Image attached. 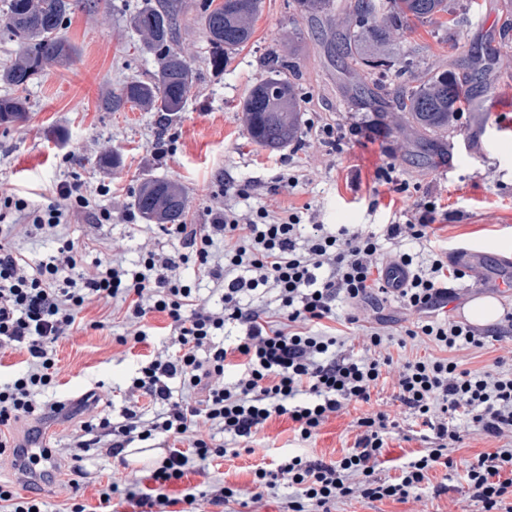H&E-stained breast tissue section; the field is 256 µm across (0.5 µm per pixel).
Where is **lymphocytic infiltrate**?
<instances>
[{
  "mask_svg": "<svg viewBox=\"0 0 512 512\" xmlns=\"http://www.w3.org/2000/svg\"><path fill=\"white\" fill-rule=\"evenodd\" d=\"M57 202L41 208L5 197L27 238L58 235L75 214L93 212L98 223L112 219L94 210L91 193L77 182H59ZM440 204L430 198L417 204L405 221L366 230L356 225L330 228L316 213L258 207L247 214L216 210L207 224H169L166 234L178 241L171 255L148 252L140 270L113 259L98 260L80 271L81 250L73 240L39 261L17 248L0 245V354H25L23 368L0 378V427L24 418L35 420L28 440L40 437L39 423L68 416L70 406L95 408L69 448L71 470L85 476L83 462L94 448L118 454L143 442L158 441L165 455L150 475L151 484L122 492L119 484L104 496L126 494L145 512H168L174 506L167 490L190 469L205 471L225 450L217 434L249 443L274 417L291 420L301 440L318 435L330 417L350 403H367L384 372L398 368L395 396L404 412L421 419L431 435L418 455L396 461L395 477H378L394 426L382 411L356 421L352 448L336 461L284 453L271 467L257 469L253 482L273 490L287 484L280 512H332L336 502L357 496L371 502H406L416 495L431 470L454 465L449 449L462 436L450 417L463 415L491 437L512 434V373L460 368L451 352L484 347L489 336L475 325L436 318L454 292L449 279H463L464 269L450 264L448 250L432 244ZM195 262L207 279L217 306L201 299L179 274L181 264ZM274 294L277 308L263 304ZM394 300L420 313L416 337L441 351L436 358L394 364L381 351V330L368 333L369 353L343 354L329 321L336 304L351 305L348 323L358 309ZM126 304L127 335L121 345L150 342L148 323L160 314L169 321L170 349L142 363L124 391L119 419L99 411L100 397L89 390L68 405L52 399L57 376L58 342L81 328L91 302ZM243 327L230 344L217 343L226 326ZM149 397L160 410L145 418L139 405ZM465 481L481 512H512V448L478 454L465 466Z\"/></svg>",
  "mask_w": 512,
  "mask_h": 512,
  "instance_id": "f902f5d3",
  "label": "lymphocytic infiltrate"
}]
</instances>
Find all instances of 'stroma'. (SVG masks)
Listing matches in <instances>:
<instances>
[{"mask_svg":"<svg viewBox=\"0 0 512 512\" xmlns=\"http://www.w3.org/2000/svg\"><path fill=\"white\" fill-rule=\"evenodd\" d=\"M476 2V9L450 30L419 23L402 38L401 53H414L419 60L456 72L462 71L471 47L492 50L480 109L463 107L449 138L433 140L410 126L389 103H367L356 97L358 74L337 68L329 36L299 15L294 0H262L251 39L229 55L220 72L207 62L205 0H183L177 40L189 51L195 80L183 112L164 135H157L155 113L140 106L128 105L118 112L101 107L102 98L126 81L149 79L158 68L156 55L145 49L129 23L142 0H101L97 9L80 10L65 19L60 35L71 46V56L45 66L27 85L26 119L0 125V187L30 203L46 204L53 201V189L63 180L81 182L91 191L110 186V193L97 202L111 211V223L99 224L81 213L64 229L67 238L82 246L87 269L99 257L132 266L146 252H174L159 226L146 223L134 206L135 193L146 178L169 180L185 189L190 224L209 223L211 209L224 205L240 213L260 206L275 211L308 206L326 224H385L395 213H412L415 203L432 195L448 212L447 219L437 220L436 225L438 238L448 243L449 258H456L459 248L476 249L469 262L471 272L484 286L498 288L502 309L512 308V290L502 286L512 277V265L506 263L512 258V42L500 40L506 18L501 0ZM272 50L289 54L294 62L293 79L302 106L298 138L280 150L250 139L240 109L263 75V57ZM328 123L344 127L341 148L320 138L319 128ZM409 149L425 152L427 164L409 162L405 155ZM106 150L121 155V167L99 164V155ZM390 162L409 183L408 196L390 193L376 180L377 169ZM289 175L298 177L296 188L283 186V177ZM229 177L236 184L250 185V194L225 193L224 181ZM15 221L13 210L0 205L1 242L21 248L34 260L56 248L51 236L24 238ZM380 314L389 323L385 350L395 363L439 356L434 344L405 337V329L413 327L418 316L392 300L365 308L356 324L335 322L343 353L365 356L366 333ZM83 316L86 328L56 346L58 375L52 396L72 398L95 385L112 416H119L123 392L138 365L164 350L166 339L159 335L148 345L122 346L117 338L127 328L121 314L93 303ZM100 320L105 321V329H92V322ZM394 391L395 378L387 376L370 403L350 404L307 443L295 439L288 420L270 421L254 437L251 450L214 459L205 474L189 473L187 484L202 489L223 482L241 492L237 512H278L273 491H266L262 500L254 498L253 472L271 463V449L340 459L354 444L356 418L379 410L396 422L387 457L415 454L424 447V427L417 418L401 413ZM462 435L452 453L454 468L432 472L408 502L353 499L337 503L336 512H477L479 505L470 497L462 466L503 442L473 425L463 426ZM162 455V450L154 449L140 461L128 450L117 457L93 450L85 462L89 479L73 485L69 467L61 466L54 477L38 482L36 495L45 501L48 512H66L75 502L83 504L86 512H102L100 493L108 484L122 480L147 486L148 475ZM441 484L448 488L442 495L436 492Z\"/></svg>","mask_w":512,"mask_h":512,"instance_id":"1","label":"stroma"}]
</instances>
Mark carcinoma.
I'll return each instance as SVG.
<instances>
[{
  "label": "carcinoma",
  "mask_w": 512,
  "mask_h": 512,
  "mask_svg": "<svg viewBox=\"0 0 512 512\" xmlns=\"http://www.w3.org/2000/svg\"><path fill=\"white\" fill-rule=\"evenodd\" d=\"M99 0H7L0 24L20 44L18 58L0 66V81L16 89L25 88L31 77L49 62L69 56V46L60 36L64 19L77 10L97 8ZM300 14L318 21L331 19L334 0H297ZM469 7L459 0H354L353 20L336 29V57L342 70L355 66L374 76L378 70L398 67L400 85L394 89L376 80L356 85L361 99L378 94L390 97L392 106L408 122L435 137L451 132L454 115L462 103L478 107L476 89L484 84V70L468 66L462 76L422 65L410 55L396 51L409 23H432L442 14L448 24L459 22L457 10ZM261 0H221L206 5L202 25L210 46L209 64L224 68L225 55L249 41ZM180 12L179 0H144L130 18V25L143 37L144 46L159 56V67L148 80H131L103 100V107L118 111L131 103L158 114V135H163L172 117L182 111L193 85L194 74L182 48L175 45ZM265 76L249 90L241 103L246 129L257 144L280 149L291 144L300 127L301 108L288 72V58L271 53L263 58ZM26 102L20 96L0 98V124L21 121ZM134 205L152 224H181L188 196L176 183L144 180Z\"/></svg>",
  "instance_id": "1"
}]
</instances>
